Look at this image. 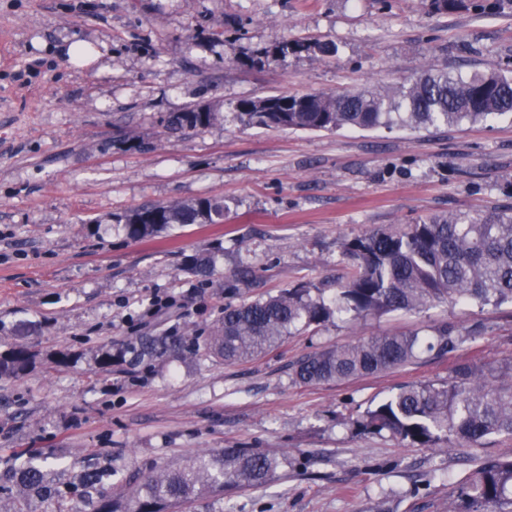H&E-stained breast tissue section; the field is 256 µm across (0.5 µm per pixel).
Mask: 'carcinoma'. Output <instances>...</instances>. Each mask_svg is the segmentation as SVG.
<instances>
[{
	"label": "carcinoma",
	"instance_id": "carcinoma-1",
	"mask_svg": "<svg viewBox=\"0 0 512 512\" xmlns=\"http://www.w3.org/2000/svg\"><path fill=\"white\" fill-rule=\"evenodd\" d=\"M303 51L331 56L332 45L283 40L260 52L269 60ZM240 121L279 130H336L343 127L477 123L512 115V79L497 73L450 74L425 69L412 81L381 91L345 94L273 95L239 101ZM221 113L180 112L165 120L172 134L187 135L214 124ZM224 200L158 203L125 216L132 240L153 238L187 224H221ZM349 260L345 280L331 295L299 285L251 301L224 304V315L193 347L226 363L252 360L285 337L348 315L354 320L394 312L420 313L434 303L483 308L512 303V205L492 210L447 212L414 224L372 229L344 243ZM202 282L215 274L211 251L185 259ZM485 333L474 322L466 327L442 321L401 334L360 337L307 353L292 365V378L304 385L343 382L397 369L426 350L455 354ZM144 355L169 348L166 336H142ZM38 354L22 345L0 353V379L17 377L36 364ZM512 358L498 366L460 361L444 382L414 383L368 408L354 424L368 434L387 433L413 447L452 450L479 447L491 435L512 436ZM37 451H22L26 465L15 474L28 492L45 491L44 470L33 464ZM286 462L284 456L257 448H224L161 468L126 493L103 499L92 512H173L203 496L222 499L239 488L267 486ZM449 512H512V457L478 456L471 473L452 492Z\"/></svg>",
	"mask_w": 512,
	"mask_h": 512
}]
</instances>
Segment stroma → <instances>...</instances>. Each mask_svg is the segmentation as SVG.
Returning <instances> with one entry per match:
<instances>
[{
  "label": "stroma",
  "instance_id": "1",
  "mask_svg": "<svg viewBox=\"0 0 512 512\" xmlns=\"http://www.w3.org/2000/svg\"><path fill=\"white\" fill-rule=\"evenodd\" d=\"M479 2L434 13L429 0H0V352L23 345L41 358L0 380V475L34 448L49 457L50 493L108 471L96 499L201 452L260 448L287 459L268 486L184 512H448L469 449L413 447L354 421L400 385L447 380L460 360L511 358V305L334 320L235 364L141 356L136 343L207 335L241 271L259 281L243 299L317 286L346 274L344 243L375 227L512 203L510 116L276 131L234 112L245 98L380 88L432 67L512 77V9ZM287 39L337 54L258 61ZM73 43L99 60L74 61ZM200 102L222 119L166 132L164 118ZM204 197L223 199V223L127 237L130 211ZM200 248L216 261L204 286L183 266ZM157 296L174 304L148 314ZM475 319L486 333L454 355L339 384L290 376L316 348ZM105 345L118 357L108 371L93 359ZM59 351L73 361L44 365ZM50 493L28 495L26 512H55Z\"/></svg>",
  "mask_w": 512,
  "mask_h": 512
}]
</instances>
